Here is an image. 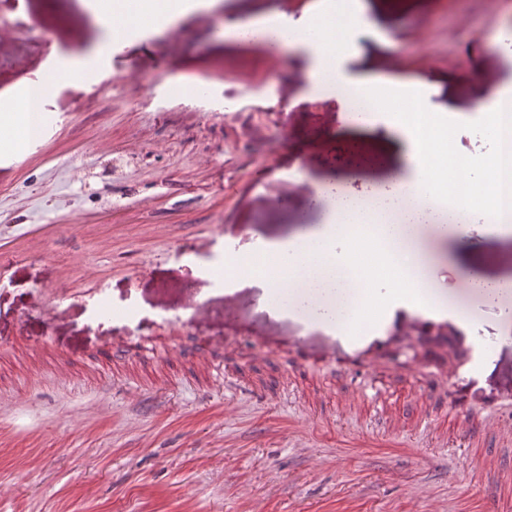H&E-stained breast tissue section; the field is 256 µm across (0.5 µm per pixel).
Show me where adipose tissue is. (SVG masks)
Wrapping results in <instances>:
<instances>
[{
	"label": "adipose tissue",
	"mask_w": 512,
	"mask_h": 512,
	"mask_svg": "<svg viewBox=\"0 0 512 512\" xmlns=\"http://www.w3.org/2000/svg\"><path fill=\"white\" fill-rule=\"evenodd\" d=\"M209 0H88L87 7L102 21L104 37L88 55L77 59L53 58L45 72L27 83L8 102L0 101V155L22 151L33 138L45 106L55 87L69 78H82L98 71L112 49L138 31L159 32L175 19L200 9ZM362 14L341 8L338 0H316L299 18L276 21L260 18L226 25L225 33L240 40L273 36L282 49L308 48L313 61L308 70L312 85L345 82L340 64L348 51L349 36L361 23ZM436 112H411L405 121L390 122L385 133H400L410 148L414 177L405 198L437 205L448 194H455L481 209L487 223L499 225L500 209L512 206V194L487 199L478 191L479 183L497 178L506 162L499 156L473 165L462 156L447 132L442 131Z\"/></svg>",
	"instance_id": "ef3b65f1"
}]
</instances>
